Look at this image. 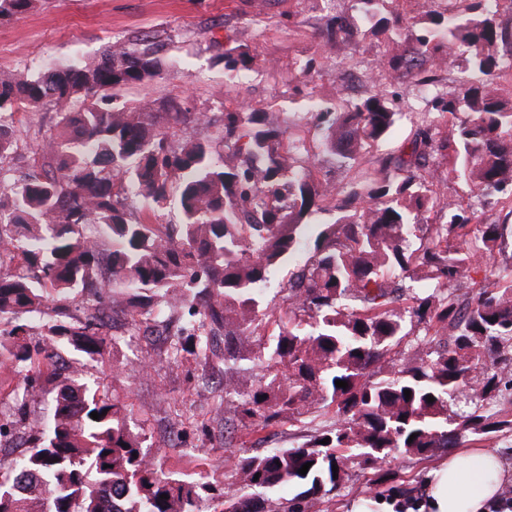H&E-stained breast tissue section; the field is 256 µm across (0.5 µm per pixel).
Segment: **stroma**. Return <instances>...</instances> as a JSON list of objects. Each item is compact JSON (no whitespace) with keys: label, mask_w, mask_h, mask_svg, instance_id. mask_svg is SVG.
Listing matches in <instances>:
<instances>
[{"label":"stroma","mask_w":512,"mask_h":512,"mask_svg":"<svg viewBox=\"0 0 512 512\" xmlns=\"http://www.w3.org/2000/svg\"><path fill=\"white\" fill-rule=\"evenodd\" d=\"M340 9L352 15L360 32L358 48L331 45L321 36ZM135 34L160 40L165 76L114 89L116 105L173 97L185 100L192 112L266 113L304 138L315 153L312 176L319 181L341 185L353 177L339 160L319 152L324 131L312 118L313 112L335 103L337 85H344L346 99L354 102L374 87L391 86L399 94L397 122L385 140L368 149L364 165L407 146L423 117L418 85L412 80L389 83L380 65L389 44L370 33L362 11L350 0H45L35 11L0 22V73L34 75L53 59L92 62L107 46ZM241 51L254 63L230 77L225 56ZM55 122L49 104L16 115L12 131L17 151L9 161L14 175L40 167L38 146ZM113 315L130 322L129 339L108 341L104 355L95 360L65 349L60 361L80 370L122 407L131 429L160 449L159 460L174 478L187 481L202 473L220 486L237 482V475L224 466L225 456L259 454L265 438L280 445L301 444L334 419L332 409L322 408L260 434L240 425L224 435L215 423L219 381L202 382L190 354L168 360L164 336L134 328L137 314L126 304H115ZM137 355L154 359L149 375L127 372ZM377 491L356 464H346L342 483L322 512H351L352 503L376 498Z\"/></svg>","instance_id":"stroma-1"}]
</instances>
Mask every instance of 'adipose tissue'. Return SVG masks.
Returning a JSON list of instances; mask_svg holds the SVG:
<instances>
[{
	"mask_svg": "<svg viewBox=\"0 0 512 512\" xmlns=\"http://www.w3.org/2000/svg\"><path fill=\"white\" fill-rule=\"evenodd\" d=\"M492 458V453L478 448L454 450L426 471L423 498L381 497L354 512H489L506 478L502 467H491Z\"/></svg>",
	"mask_w": 512,
	"mask_h": 512,
	"instance_id": "adipose-tissue-1",
	"label": "adipose tissue"
}]
</instances>
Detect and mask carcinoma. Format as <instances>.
<instances>
[{"mask_svg":"<svg viewBox=\"0 0 512 512\" xmlns=\"http://www.w3.org/2000/svg\"><path fill=\"white\" fill-rule=\"evenodd\" d=\"M354 2L373 20L371 32L395 41L398 15L378 16L389 0ZM40 3L0 0V20ZM449 3L446 15L425 11L412 43L381 59L389 74L429 87L431 109L408 147L360 168L396 121L384 91L320 113L325 150L358 168L341 189L313 179L297 158L304 140L258 112L222 113L219 139L233 151L219 163L209 142L169 144L159 116L183 114L179 101L113 106L112 89L162 78V60L137 35L108 46L96 62L54 63L36 78L0 74V252L17 259L14 270L0 271V366L26 371L14 390L19 407L0 422V443L19 433L28 389L43 376L57 378L60 345L91 359L104 354L100 299L73 323L70 298L99 280L107 245L112 280L126 285L144 319L159 303L176 306L181 325L170 359L189 351L205 369L224 365V430L238 421L262 431L319 404L336 417L300 445L231 459L238 486L218 489L203 474L184 484L148 459L151 450L121 407L76 372L59 384L49 423L29 436V454L0 475V512H201L202 491L213 512H316L340 485L332 467L349 458L385 491L409 492L396 485L391 460L430 458L463 437L512 431L511 418L492 412L512 391V262L494 266L512 238V209L485 222L472 204L450 202L444 223L426 224L441 202L419 174L439 155L448 178L465 180L474 197L512 206V53L499 50L512 46V32L498 21L500 0ZM326 31L336 43L352 35L342 17ZM446 65L474 77L451 92L422 78L426 67ZM45 104L58 121L41 144L44 163L7 184L14 116ZM129 186L143 201L136 219L121 196ZM173 197L181 223L162 227L157 213ZM327 201L343 215L306 236L307 217ZM88 224L108 240H89ZM299 253L305 261L288 282V320L253 357L261 376L245 383L250 368L238 344L268 317L260 285ZM422 279L434 287L418 293L411 283ZM50 291L70 322L33 344L21 316L38 312ZM414 325L424 330L413 338L415 363L397 370L391 354ZM220 333L222 352L210 345ZM307 462V474L298 473ZM290 485L299 492L266 509L262 494ZM113 486L124 491L119 511L106 506Z\"/></svg>","mask_w":512,"mask_h":512,"instance_id":"obj_1","label":"carcinoma"}]
</instances>
